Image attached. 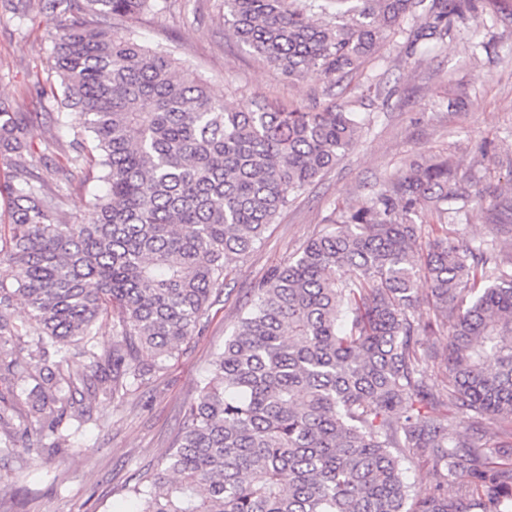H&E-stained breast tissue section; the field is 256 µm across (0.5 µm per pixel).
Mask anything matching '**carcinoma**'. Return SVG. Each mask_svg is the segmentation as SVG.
I'll return each instance as SVG.
<instances>
[{
	"instance_id": "carcinoma-1",
	"label": "carcinoma",
	"mask_w": 512,
	"mask_h": 512,
	"mask_svg": "<svg viewBox=\"0 0 512 512\" xmlns=\"http://www.w3.org/2000/svg\"><path fill=\"white\" fill-rule=\"evenodd\" d=\"M46 17L62 92L57 123L105 192L90 222L63 219L59 195L28 164L29 113L0 98V382L26 384L22 433L0 406V452L72 446L77 396L110 395L165 367L203 335L228 266L356 144L366 117L334 101L265 102L242 112L129 25L158 0H0ZM478 0H224V29L290 82L357 71L405 18L409 56L447 43ZM477 179L449 157L402 174L339 210L300 255L250 291L224 349L164 456L135 476L139 512H512V446L482 421L512 424V256L495 240L448 236ZM431 210L425 229L414 216ZM512 196L486 223L502 232ZM427 285L429 316L416 302ZM22 308L27 321L17 323ZM120 340L98 351L99 323ZM446 336V379L423 371V337ZM147 346L154 362L143 365ZM80 369L72 371L73 364ZM473 411L461 431L450 411ZM436 484L416 491L405 463ZM464 489L448 496V483Z\"/></svg>"
}]
</instances>
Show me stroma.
<instances>
[{"label": "stroma", "instance_id": "stroma-1", "mask_svg": "<svg viewBox=\"0 0 512 512\" xmlns=\"http://www.w3.org/2000/svg\"><path fill=\"white\" fill-rule=\"evenodd\" d=\"M166 12L135 28L148 45L169 48L203 75L215 98L247 110L263 99L288 107L329 101L326 81L289 82L224 32V0H167ZM46 19L19 21L0 8V97L33 118L36 172L70 150L72 132L55 123L61 106L38 95L55 80L49 68ZM493 42L491 51L480 42ZM395 34L350 82L370 121L357 145L269 225L260 244L234 265L205 333L164 369L134 386L91 401L92 418L58 454L16 449L0 456V512H134L127 492L135 473L155 468L196 398V382L231 334L240 305L273 266L294 259L335 211L355 204L399 175L407 158L452 156L460 173L479 178L485 195L512 193V0H480L478 15L460 24L438 51L411 57ZM458 99L449 107V99ZM64 216L87 221L98 182H49Z\"/></svg>", "mask_w": 512, "mask_h": 512}]
</instances>
